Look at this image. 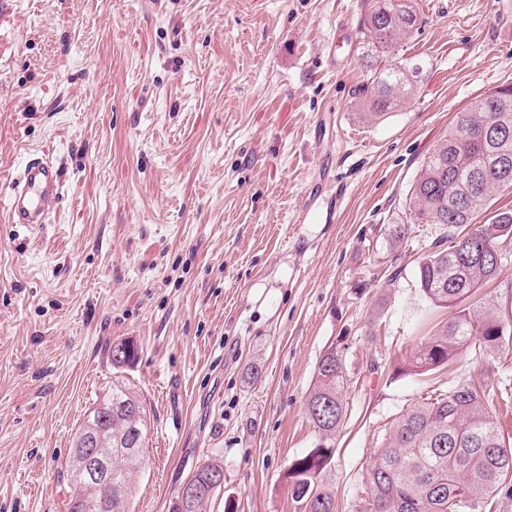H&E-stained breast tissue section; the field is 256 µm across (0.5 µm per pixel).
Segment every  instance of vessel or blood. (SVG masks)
Returning <instances> with one entry per match:
<instances>
[{
    "instance_id": "vessel-or-blood-1",
    "label": "vessel or blood",
    "mask_w": 512,
    "mask_h": 512,
    "mask_svg": "<svg viewBox=\"0 0 512 512\" xmlns=\"http://www.w3.org/2000/svg\"><path fill=\"white\" fill-rule=\"evenodd\" d=\"M63 195V182L55 163L39 152L29 153L7 194L10 223L35 227L46 223Z\"/></svg>"
}]
</instances>
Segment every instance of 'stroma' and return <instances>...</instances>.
Masks as SVG:
<instances>
[{
    "instance_id": "obj_1",
    "label": "stroma",
    "mask_w": 512,
    "mask_h": 512,
    "mask_svg": "<svg viewBox=\"0 0 512 512\" xmlns=\"http://www.w3.org/2000/svg\"><path fill=\"white\" fill-rule=\"evenodd\" d=\"M497 2L422 0L402 51L419 91L370 124L356 40L323 53L362 0H0V198L31 151L64 181L40 227L0 211V512H61L58 471L116 382L151 415L131 512H169L207 460L224 487L202 512H296L285 472L320 442L305 400L329 346L350 379L336 512L399 412L473 375L495 397L512 384V342L403 373L448 319L417 278L447 228L388 244L455 114L512 81ZM118 341L132 366L113 368Z\"/></svg>"
}]
</instances>
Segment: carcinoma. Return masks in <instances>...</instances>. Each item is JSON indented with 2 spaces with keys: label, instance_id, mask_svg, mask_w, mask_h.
Listing matches in <instances>:
<instances>
[{
  "label": "carcinoma",
  "instance_id": "1",
  "mask_svg": "<svg viewBox=\"0 0 512 512\" xmlns=\"http://www.w3.org/2000/svg\"><path fill=\"white\" fill-rule=\"evenodd\" d=\"M418 0H363L356 27L367 73L355 93L354 107L369 122H382L415 93L419 67L400 56L401 44L417 30ZM502 127L494 138L483 137L490 123ZM512 191V82H503L457 112L448 133L437 142L416 175L406 201L407 223L392 232L400 246L412 224H443L442 237L419 264L424 296L448 309V322L406 360L407 371L422 375L454 363L462 355L503 348L504 319L495 304L477 294L500 268L475 257L472 247L488 249L512 236V209L489 212L495 192ZM112 365H132L138 349L130 341L112 344ZM345 364L336 348L320 358L306 399L309 420L323 443L294 459L286 478L293 501L307 503L305 512H336L335 491L326 482L333 448L328 440L347 414ZM103 404L112 405L104 433L112 471V509L97 506V492L66 461L58 478L67 490L63 512H129L132 475L147 447L148 418L141 397L114 384L94 402L75 438L98 426ZM511 448L496 418L495 405L482 377H471L435 398L426 397L394 418L375 449L362 480L354 512H478L512 478Z\"/></svg>",
  "mask_w": 512,
  "mask_h": 512
}]
</instances>
